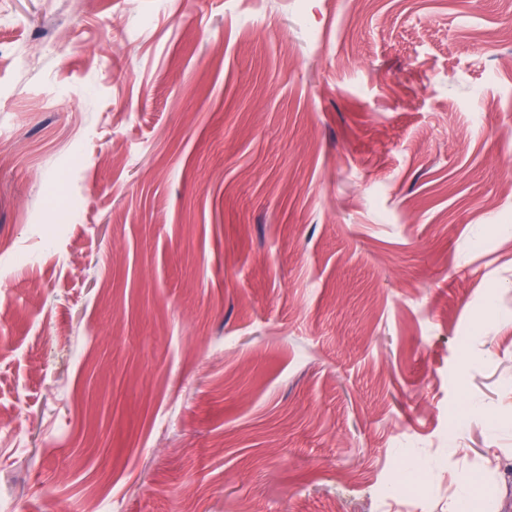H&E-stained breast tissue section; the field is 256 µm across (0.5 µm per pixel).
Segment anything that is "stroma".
<instances>
[{"instance_id":"obj_1","label":"stroma","mask_w":512,"mask_h":512,"mask_svg":"<svg viewBox=\"0 0 512 512\" xmlns=\"http://www.w3.org/2000/svg\"><path fill=\"white\" fill-rule=\"evenodd\" d=\"M1 418L23 512H512V0H0Z\"/></svg>"}]
</instances>
